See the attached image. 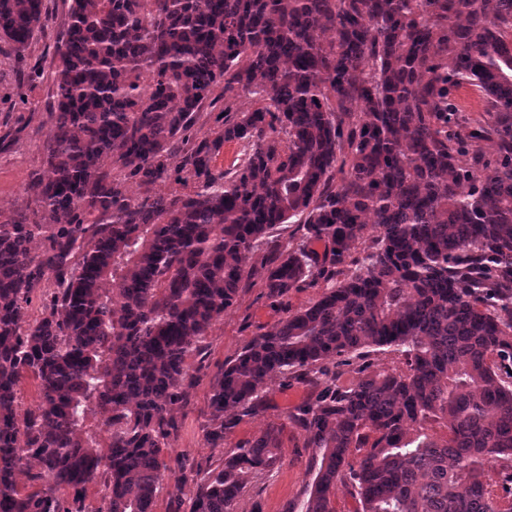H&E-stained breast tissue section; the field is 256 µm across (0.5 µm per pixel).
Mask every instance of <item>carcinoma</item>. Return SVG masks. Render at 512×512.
Segmentation results:
<instances>
[{"label": "carcinoma", "instance_id": "carcinoma-1", "mask_svg": "<svg viewBox=\"0 0 512 512\" xmlns=\"http://www.w3.org/2000/svg\"><path fill=\"white\" fill-rule=\"evenodd\" d=\"M44 19V0H0V41L23 57ZM52 75L36 209L0 222V512H90L92 483L98 512H153L255 251L270 296L324 292L224 363L205 440L290 375L318 393L288 414L311 480L283 512H330L339 482L358 512H512L485 480L503 463L512 497V0H69ZM460 84L492 114L466 150L448 135ZM384 347L405 370L343 387L323 367ZM279 436L178 460L189 512H237Z\"/></svg>", "mask_w": 512, "mask_h": 512}]
</instances>
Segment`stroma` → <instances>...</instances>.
<instances>
[{"instance_id": "stroma-1", "label": "stroma", "mask_w": 512, "mask_h": 512, "mask_svg": "<svg viewBox=\"0 0 512 512\" xmlns=\"http://www.w3.org/2000/svg\"><path fill=\"white\" fill-rule=\"evenodd\" d=\"M48 21L37 32L27 52V62H19L9 46L0 43V136L13 140L9 150L0 151V210L30 205L25 191L30 177L43 165L42 141L50 127L49 103L54 87L48 78L28 81L26 63L50 66L58 31L67 21L66 0H45ZM322 285L295 288L287 295L269 298L260 276L245 280L232 307L210 330L206 340V367L187 390V406L178 415L179 428L167 463L190 457L202 461L220 460L228 449L239 447L270 427L280 431L279 463L268 478L242 497L237 512H283L286 502L303 498L308 477L306 465L311 456L302 431L287 415L297 404L310 399L313 387L300 380L276 377L269 381L270 403L266 410L246 418L224 443L212 446L204 439L206 399L212 378L225 361L232 359L254 336L273 331L281 318L312 305L322 294Z\"/></svg>"}]
</instances>
